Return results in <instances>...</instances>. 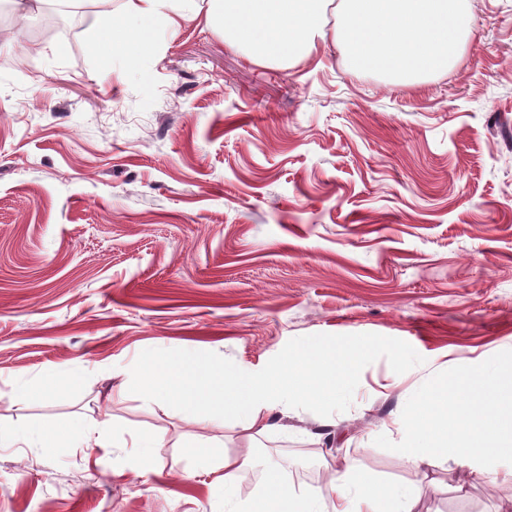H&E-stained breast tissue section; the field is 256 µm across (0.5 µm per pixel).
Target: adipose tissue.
Masks as SVG:
<instances>
[{
    "label": "adipose tissue",
    "mask_w": 512,
    "mask_h": 512,
    "mask_svg": "<svg viewBox=\"0 0 512 512\" xmlns=\"http://www.w3.org/2000/svg\"><path fill=\"white\" fill-rule=\"evenodd\" d=\"M92 2L98 32L87 47L101 65H109L113 52L136 57L154 29L177 26L195 12L198 0H65L69 5ZM206 20L225 39L241 47L256 63H290L317 55L334 44L354 66L389 76L394 83L447 69L461 57L463 38L474 17L462 0H207ZM354 352L332 348L314 351L309 363H293L262 378L225 377L223 368L192 353L181 366L151 363L153 381L142 394L155 401L177 399L187 423H204L234 416L255 434L266 433L272 412L288 414L299 400L324 404L347 386ZM482 392L480 404L437 406L451 392ZM408 437L398 450L416 479L437 459H453L467 466L485 457H512V385H486L483 378L465 374L436 383L429 395L401 418ZM12 439L28 447L53 443L58 448L82 445L105 447L104 434L84 420H65L49 428L19 426ZM198 468L222 471L224 502L229 512H417L413 485L389 484L365 473L354 459L328 476L322 491L309 495L291 485L280 472H267L258 496L235 501L232 490L251 455L220 456L215 442L193 441Z\"/></svg>",
    "instance_id": "adipose-tissue-1"
}]
</instances>
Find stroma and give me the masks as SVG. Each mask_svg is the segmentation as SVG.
<instances>
[{"label": "stroma", "mask_w": 512, "mask_h": 512, "mask_svg": "<svg viewBox=\"0 0 512 512\" xmlns=\"http://www.w3.org/2000/svg\"><path fill=\"white\" fill-rule=\"evenodd\" d=\"M459 62L408 86L334 46L252 62L204 17L102 69L92 12L65 55L0 0V512H224L186 440L255 450L316 493L345 457L406 484L398 419L443 378L512 375V0H471ZM322 345L363 348L329 406L256 438L145 399L154 357L257 376ZM52 373L64 387L21 403ZM72 416L105 448H30ZM157 439L142 471L138 434ZM506 463L428 465L418 512H512Z\"/></svg>", "instance_id": "obj_1"}]
</instances>
